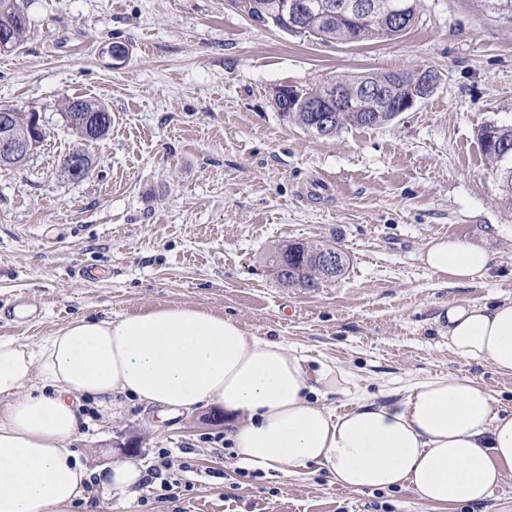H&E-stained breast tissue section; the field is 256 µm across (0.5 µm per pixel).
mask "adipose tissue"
Returning a JSON list of instances; mask_svg holds the SVG:
<instances>
[{
	"instance_id": "obj_1",
	"label": "adipose tissue",
	"mask_w": 512,
	"mask_h": 512,
	"mask_svg": "<svg viewBox=\"0 0 512 512\" xmlns=\"http://www.w3.org/2000/svg\"><path fill=\"white\" fill-rule=\"evenodd\" d=\"M422 260L450 283L486 277L493 262L450 238L428 242ZM446 319L454 356L512 374V300L453 305ZM351 384L335 365L308 371L282 343L186 305L77 319L35 346L0 341V512H72L86 500L88 475L70 446L83 397L175 412L219 405L247 468L286 476L317 463L353 491L407 488L446 506L485 501L512 474V409L472 377L415 382L392 406L360 401L339 414L320 404Z\"/></svg>"
}]
</instances>
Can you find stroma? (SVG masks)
<instances>
[{
	"mask_svg": "<svg viewBox=\"0 0 512 512\" xmlns=\"http://www.w3.org/2000/svg\"><path fill=\"white\" fill-rule=\"evenodd\" d=\"M30 39L0 54V104L41 116L45 140L26 166L0 169V339L36 345L70 321L189 305L224 314L291 354L350 372L356 396L394 402L441 373L476 379L512 407V376L448 351L453 304L512 300V159L493 162L478 132L512 126V16L486 0H422L403 36L324 43L260 26L226 0H27ZM122 43L123 62L108 47ZM429 68L440 82L394 121L317 137L271 104L275 87L335 75ZM96 99L109 134L86 143L89 174L63 162L78 140L61 101ZM452 238L494 258L485 278L445 284L421 260ZM331 244L340 278L282 287L278 244ZM110 271L100 280L74 269ZM40 308L27 324L17 296ZM216 405L161 417L131 398L85 401L72 442L91 471L122 459L151 466L171 449L193 488L184 512H512V475L477 504L436 506L413 491L362 492L310 464L282 478L245 468ZM146 486L73 512H167Z\"/></svg>",
	"mask_w": 512,
	"mask_h": 512,
	"instance_id": "1",
	"label": "stroma"
}]
</instances>
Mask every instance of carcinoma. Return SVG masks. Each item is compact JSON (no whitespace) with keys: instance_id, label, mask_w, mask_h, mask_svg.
<instances>
[{"instance_id":"obj_1","label":"carcinoma","mask_w":512,"mask_h":512,"mask_svg":"<svg viewBox=\"0 0 512 512\" xmlns=\"http://www.w3.org/2000/svg\"><path fill=\"white\" fill-rule=\"evenodd\" d=\"M338 0H228V3L244 12L248 18L260 25H273L288 34L309 37L322 42H381L400 38L419 18V0H385L400 8L407 16L404 26L386 31L383 20L376 18L364 24H355L326 12L336 11ZM0 29L9 32L11 49L24 44L30 36L31 21L23 12L22 0H0ZM87 117L95 123L98 116L107 120L98 133H86L81 126H68V130L81 141H96L105 138L112 126V114L101 103L85 98ZM273 103L281 115L307 129L306 112L300 107L288 111V97H273ZM374 112L373 106L361 100H353V106L345 112L330 113L333 132L345 127L364 126L361 117L366 112ZM324 248L322 244L295 242L275 248L269 257L272 264L287 268V277L279 280L285 288H303L313 291L330 281L314 260L315 252Z\"/></svg>"}]
</instances>
